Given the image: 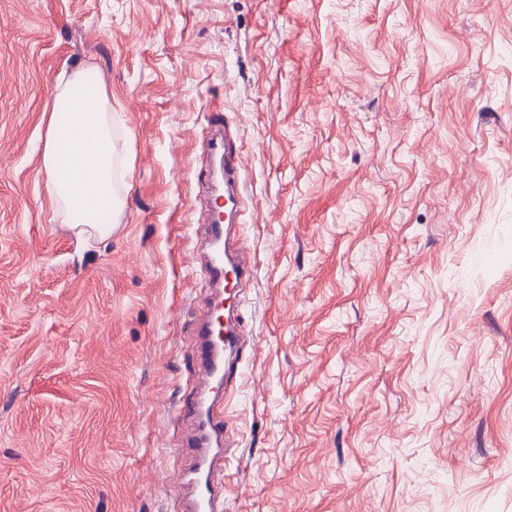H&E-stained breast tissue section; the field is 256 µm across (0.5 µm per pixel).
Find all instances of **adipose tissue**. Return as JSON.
Returning <instances> with one entry per match:
<instances>
[{
    "mask_svg": "<svg viewBox=\"0 0 512 512\" xmlns=\"http://www.w3.org/2000/svg\"><path fill=\"white\" fill-rule=\"evenodd\" d=\"M60 94L77 110L69 126L48 123L43 164L50 188L70 206L95 218L96 232L109 234L117 210L112 115L104 110V88L76 78Z\"/></svg>",
    "mask_w": 512,
    "mask_h": 512,
    "instance_id": "1",
    "label": "adipose tissue"
}]
</instances>
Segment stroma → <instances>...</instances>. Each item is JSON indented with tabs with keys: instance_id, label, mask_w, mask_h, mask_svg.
<instances>
[{
	"instance_id": "stroma-1",
	"label": "stroma",
	"mask_w": 512,
	"mask_h": 512,
	"mask_svg": "<svg viewBox=\"0 0 512 512\" xmlns=\"http://www.w3.org/2000/svg\"><path fill=\"white\" fill-rule=\"evenodd\" d=\"M76 76L105 237L43 166ZM215 114L254 266L224 512H512V0H0V512H180Z\"/></svg>"
}]
</instances>
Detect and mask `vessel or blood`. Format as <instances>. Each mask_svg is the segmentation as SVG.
Listing matches in <instances>:
<instances>
[{
  "instance_id": "b4317fda",
  "label": "vessel or blood",
  "mask_w": 512,
  "mask_h": 512,
  "mask_svg": "<svg viewBox=\"0 0 512 512\" xmlns=\"http://www.w3.org/2000/svg\"><path fill=\"white\" fill-rule=\"evenodd\" d=\"M209 149L219 164L220 175L203 181L211 202H223L224 220H208L201 237L204 270L213 288L206 313L196 330V378L199 391L191 413L195 428L184 446L193 468L179 475L185 488L186 512H221L224 487L217 482L214 464L229 421L213 410L209 398L218 394V381H232L237 371L242 321L235 314L238 286L251 278L253 268L232 244L231 230L238 224L243 204L240 156L222 122H215Z\"/></svg>"
}]
</instances>
